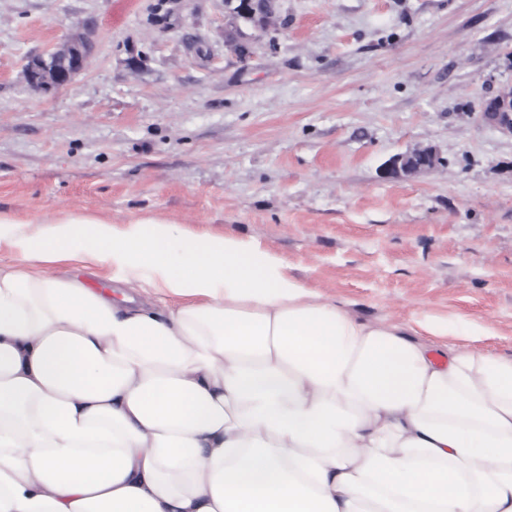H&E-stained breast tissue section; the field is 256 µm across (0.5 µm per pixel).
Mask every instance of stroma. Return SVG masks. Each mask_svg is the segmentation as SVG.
Segmentation results:
<instances>
[{
  "label": "stroma",
  "instance_id": "35a3bbf8",
  "mask_svg": "<svg viewBox=\"0 0 512 512\" xmlns=\"http://www.w3.org/2000/svg\"><path fill=\"white\" fill-rule=\"evenodd\" d=\"M239 60L224 0H0V211L160 219L276 254L322 301L512 359V137L480 116L512 82V0H279ZM91 26L86 69L32 94L28 59ZM435 147L436 169L385 176ZM53 270L111 292L91 262ZM487 326L491 335L479 336ZM440 161L436 148L418 146L392 156L384 167V174L392 177H410L434 169Z\"/></svg>",
  "mask_w": 512,
  "mask_h": 512
}]
</instances>
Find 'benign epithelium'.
<instances>
[{
  "instance_id": "obj_1",
  "label": "benign epithelium",
  "mask_w": 512,
  "mask_h": 512,
  "mask_svg": "<svg viewBox=\"0 0 512 512\" xmlns=\"http://www.w3.org/2000/svg\"><path fill=\"white\" fill-rule=\"evenodd\" d=\"M90 53L88 38L76 36L30 58L24 70L28 88L42 95L69 86L86 69ZM481 114L501 134L512 137V83L499 87L485 98ZM440 161L436 148L418 146L392 156L384 167V174L410 177L437 167Z\"/></svg>"
}]
</instances>
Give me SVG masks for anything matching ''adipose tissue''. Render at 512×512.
<instances>
[{"label":"adipose tissue","instance_id":"obj_1","mask_svg":"<svg viewBox=\"0 0 512 512\" xmlns=\"http://www.w3.org/2000/svg\"><path fill=\"white\" fill-rule=\"evenodd\" d=\"M164 311L0 267V512H512V360L439 364L279 256L154 219H47Z\"/></svg>","mask_w":512,"mask_h":512}]
</instances>
